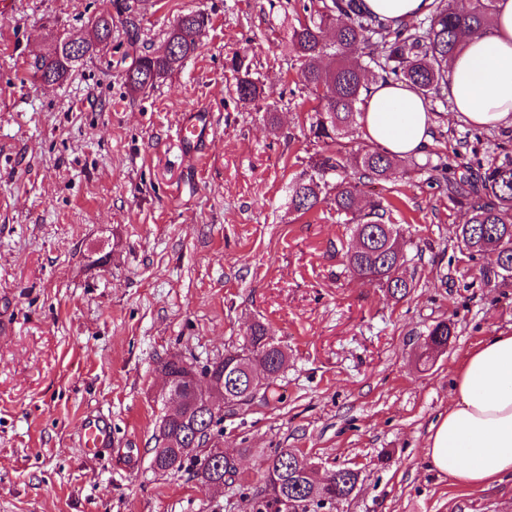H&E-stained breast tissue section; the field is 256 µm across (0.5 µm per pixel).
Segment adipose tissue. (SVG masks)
<instances>
[{
	"label": "adipose tissue",
	"instance_id": "1",
	"mask_svg": "<svg viewBox=\"0 0 512 512\" xmlns=\"http://www.w3.org/2000/svg\"><path fill=\"white\" fill-rule=\"evenodd\" d=\"M433 0H363L365 10L398 26L428 14ZM447 99L478 129L512 125V0H495L489 30L472 35L449 62ZM358 121L364 138L401 158L431 144L433 116L402 84L375 82ZM430 469L479 488L512 475V333L486 337L456 369L453 402L429 428Z\"/></svg>",
	"mask_w": 512,
	"mask_h": 512
}]
</instances>
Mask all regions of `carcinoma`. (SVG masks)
<instances>
[{"mask_svg":"<svg viewBox=\"0 0 512 512\" xmlns=\"http://www.w3.org/2000/svg\"><path fill=\"white\" fill-rule=\"evenodd\" d=\"M430 16L417 25L395 29L362 9L361 0H309L303 5L305 16L288 32V47L302 61L300 81L318 101L310 116L309 131L314 138L336 150L310 164V172L295 181L289 190L290 208L304 215L321 204L353 225L356 245L347 252L351 270L386 293L402 300L410 294L412 281L404 274L406 263L401 243L402 228L392 222L381 201L363 204V187L387 178L400 163L376 144L358 145L352 158L345 156L343 140L353 136L358 126L359 105L367 96L369 77L385 82L404 83L418 92L428 105L439 99L447 101L446 90L452 77L449 60L460 52L474 31L485 26L495 0H435ZM179 50L177 57L164 52H143L126 72V84L134 91L149 88L173 72L199 49L197 33L205 25L201 13L189 12L178 17ZM336 59V67L326 69L321 60ZM78 59L54 50L43 57L37 73L61 81ZM258 83L244 75L236 84L242 101L259 98ZM448 186V197L466 209L468 220L457 228L458 247L479 255L487 281H507L512 271V155L485 170L480 168L460 177L448 175L445 163L431 166ZM336 183L329 184L330 177ZM452 324L436 322L427 333L434 349H444L452 334ZM265 363L266 379L261 385L263 401H268L273 379L283 370L287 353L273 341L266 326L252 325L240 348L228 350L212 362L214 372L224 373V404L241 407L248 404L240 393L227 388L229 378L251 359ZM161 433L167 441L166 459L157 464L160 471H179L185 458L208 440L212 416L199 408L187 418L165 417ZM308 460L292 448H281L262 459L261 481L255 512H285L283 498L292 500L291 512H306L313 501L323 503L345 499L358 482V474L345 469L332 481L314 486L304 477ZM194 476L209 485L221 487L239 475L235 457L223 464H209L194 458Z\"/></svg>","mask_w":512,"mask_h":512,"instance_id":"1","label":"carcinoma"}]
</instances>
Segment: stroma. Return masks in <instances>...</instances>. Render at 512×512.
I'll return each instance as SVG.
<instances>
[{
  "label": "stroma",
  "instance_id": "1",
  "mask_svg": "<svg viewBox=\"0 0 512 512\" xmlns=\"http://www.w3.org/2000/svg\"><path fill=\"white\" fill-rule=\"evenodd\" d=\"M300 0H5L0 5V512H253L263 456L292 448L318 478L351 468L350 498L308 512H512V478L485 489L428 469L429 427L452 375L484 338L512 332V284L484 280L455 238L464 209L434 180L512 154V126L478 130L434 102L433 142L366 188L389 204L416 287L403 300L347 266L350 225L300 215L289 189L326 153L309 136L313 95L282 40ZM111 13L112 37L49 85L34 63ZM208 18L199 49L131 93L136 56L164 47L181 14ZM240 58L262 94L239 100ZM206 108L208 147L188 160L176 131ZM454 326L422 365L429 327ZM263 322L288 350L275 397L211 432L240 455L213 491L191 470L152 466L173 406L158 363L201 367ZM112 421L111 448L79 441ZM80 437L84 448L98 451L111 445V429L103 418L85 419L80 427Z\"/></svg>",
  "mask_w": 512,
  "mask_h": 512
}]
</instances>
